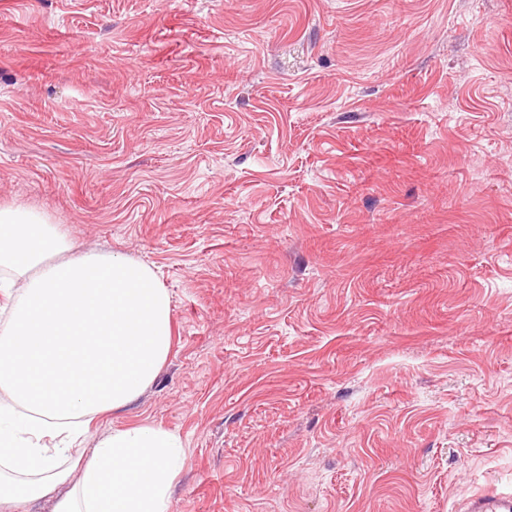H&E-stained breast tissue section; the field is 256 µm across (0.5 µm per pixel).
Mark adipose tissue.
<instances>
[{"mask_svg":"<svg viewBox=\"0 0 512 512\" xmlns=\"http://www.w3.org/2000/svg\"><path fill=\"white\" fill-rule=\"evenodd\" d=\"M44 213L0 207V512H170L180 438L142 425L79 447L95 417L130 407L171 343V299L126 256L71 254Z\"/></svg>","mask_w":512,"mask_h":512,"instance_id":"1","label":"adipose tissue"}]
</instances>
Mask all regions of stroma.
Returning <instances> with one entry per match:
<instances>
[{"label": "stroma", "mask_w": 512, "mask_h": 512, "mask_svg": "<svg viewBox=\"0 0 512 512\" xmlns=\"http://www.w3.org/2000/svg\"><path fill=\"white\" fill-rule=\"evenodd\" d=\"M151 267L170 512L512 491V0H0V206Z\"/></svg>", "instance_id": "1"}]
</instances>
